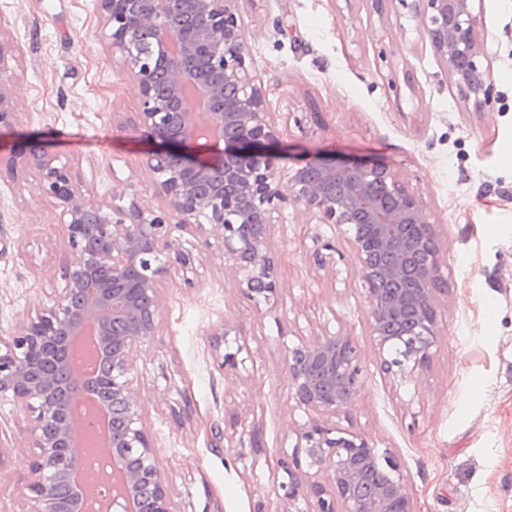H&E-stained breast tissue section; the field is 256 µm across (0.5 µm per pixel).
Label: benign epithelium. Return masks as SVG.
I'll use <instances>...</instances> for the list:
<instances>
[{
	"label": "benign epithelium",
	"instance_id": "obj_1",
	"mask_svg": "<svg viewBox=\"0 0 512 512\" xmlns=\"http://www.w3.org/2000/svg\"><path fill=\"white\" fill-rule=\"evenodd\" d=\"M236 0H98L112 57L137 87L134 130L152 144L146 166L166 210L137 196L84 194L56 156L28 143L6 160L37 177L40 194L66 218L71 261L53 303L23 321L0 346V400L30 417L32 447L27 512H85L102 481L87 473L74 444L65 374L69 336L90 315L99 320L105 374L93 382L112 399L118 431L112 437V495L106 512H173L154 461L132 389L142 345L156 336L157 284L170 268L192 264L175 230L209 226L224 248L239 289L255 304L275 297L278 261L271 248L273 214L290 201L314 211L322 224L344 229L367 287L368 316L384 372L405 381L429 359L439 328L434 308L441 278L435 225L423 198L381 162H340L314 156L282 170L271 145L263 81L246 65L248 49ZM476 0H399L423 24V37L459 95L480 111L494 100L481 56ZM15 47L0 40V128L15 112L7 82ZM293 189L286 198L282 183ZM411 280L415 288L384 284ZM232 329L213 333L222 368L241 363L243 345ZM288 382L307 420L295 431L292 453L282 452L284 498L309 500L308 512H416L395 456L379 450L338 421L363 384L357 343L327 335L315 345L286 350ZM316 472L299 473L300 456ZM332 471L323 483L317 472ZM343 510H338L337 505Z\"/></svg>",
	"mask_w": 512,
	"mask_h": 512
}]
</instances>
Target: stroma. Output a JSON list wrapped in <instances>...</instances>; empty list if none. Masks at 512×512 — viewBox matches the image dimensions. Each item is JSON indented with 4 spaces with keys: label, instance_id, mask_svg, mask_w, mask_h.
<instances>
[{
    "label": "stroma",
    "instance_id": "35a3bbf8",
    "mask_svg": "<svg viewBox=\"0 0 512 512\" xmlns=\"http://www.w3.org/2000/svg\"><path fill=\"white\" fill-rule=\"evenodd\" d=\"M247 65L267 90L273 152L283 168L320 154L383 160L425 198L440 243L439 340L400 382L380 369L366 291L345 235L304 207L282 205L272 247L274 307L241 293L219 242L178 229L194 263L157 288L158 324L132 373L143 426L174 512H304L279 487L276 454L306 420L285 353L324 334L352 336L364 382L343 413L350 429L390 450L416 512H512V0H482L481 60L495 99L464 101L397 0H237ZM0 38L17 49L12 127L0 154L42 143L84 194L136 195L167 208L133 130L137 88L102 39L97 0H0ZM335 263L313 261L318 242ZM70 250L63 220L28 173L0 170V336L52 304ZM229 326L245 363L221 369L212 333ZM31 423L0 401V512H27ZM265 452L239 455L240 436Z\"/></svg>",
    "mask_w": 512,
    "mask_h": 512
}]
</instances>
